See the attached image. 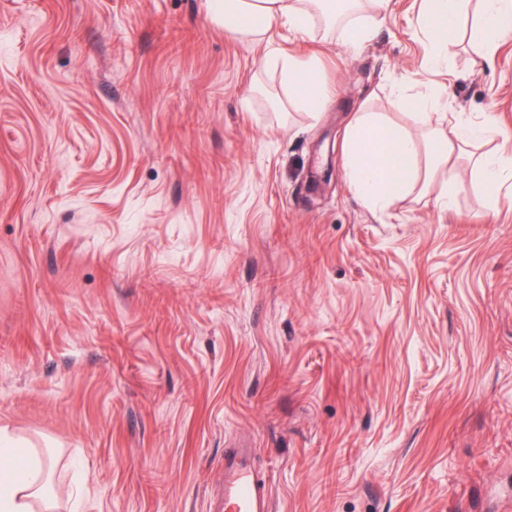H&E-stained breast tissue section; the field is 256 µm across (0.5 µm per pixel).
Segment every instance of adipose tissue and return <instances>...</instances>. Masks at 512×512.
<instances>
[{
	"instance_id": "1",
	"label": "adipose tissue",
	"mask_w": 512,
	"mask_h": 512,
	"mask_svg": "<svg viewBox=\"0 0 512 512\" xmlns=\"http://www.w3.org/2000/svg\"><path fill=\"white\" fill-rule=\"evenodd\" d=\"M391 0H368L365 19L345 18L344 42L358 49L389 10ZM467 0H423L419 28L432 42L433 59H445L457 45ZM320 0H209V13L226 33L245 42L264 40L273 28L309 34L319 18ZM473 38L494 54L497 45L512 39V0H478ZM282 74L291 101L304 111H321L325 92L318 66L310 60L286 57ZM443 93L434 85L415 95H398L411 110L409 125H399L362 105L349 121L344 139V173L356 196L370 209L383 211L413 193L426 192L447 167L453 152L489 141L495 132L492 116L477 122L453 118L447 132L431 126V111ZM473 173L490 201H498L503 183L512 179V151L484 152L475 157ZM44 468L36 451L0 433V512H56L54 500L44 495Z\"/></svg>"
}]
</instances>
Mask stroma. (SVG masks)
I'll list each match as a JSON object with an SVG mask.
<instances>
[{"mask_svg": "<svg viewBox=\"0 0 512 512\" xmlns=\"http://www.w3.org/2000/svg\"><path fill=\"white\" fill-rule=\"evenodd\" d=\"M420 0L373 38L242 42L208 0H0V430L82 477V512H207L257 450L274 512H500L512 498V199L465 159L384 212L343 173L362 101L446 91L512 147V39L463 16L430 67ZM314 59L323 110L276 55ZM332 167L330 181L320 175Z\"/></svg>", "mask_w": 512, "mask_h": 512, "instance_id": "obj_1", "label": "stroma"}]
</instances>
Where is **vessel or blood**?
Returning a JSON list of instances; mask_svg holds the SVG:
<instances>
[{"label": "vessel or blood", "mask_w": 512, "mask_h": 512, "mask_svg": "<svg viewBox=\"0 0 512 512\" xmlns=\"http://www.w3.org/2000/svg\"><path fill=\"white\" fill-rule=\"evenodd\" d=\"M251 448L240 446L224 451V480L208 512H271V492L251 466Z\"/></svg>", "instance_id": "vessel-or-blood-1"}]
</instances>
